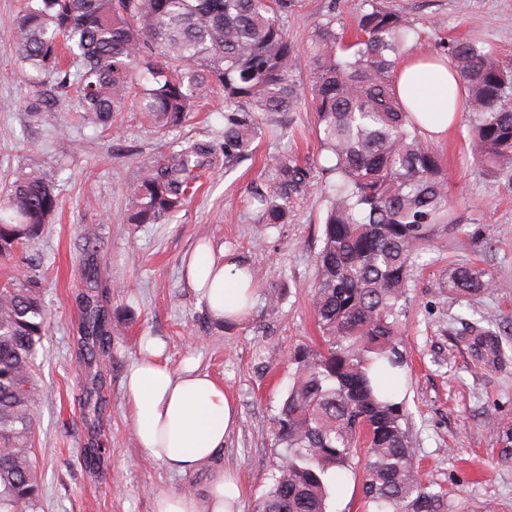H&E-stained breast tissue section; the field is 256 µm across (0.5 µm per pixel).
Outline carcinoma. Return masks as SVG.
<instances>
[{
  "instance_id": "1",
  "label": "carcinoma",
  "mask_w": 512,
  "mask_h": 512,
  "mask_svg": "<svg viewBox=\"0 0 512 512\" xmlns=\"http://www.w3.org/2000/svg\"><path fill=\"white\" fill-rule=\"evenodd\" d=\"M295 0H24L9 36L15 65L46 102L75 99L83 124L110 127L136 110L161 137L180 126L213 86L224 92V140L170 142L162 162L127 187L128 224H160L191 198L201 173L224 158L239 164L268 122L294 110L300 93L297 46L283 19ZM422 41L414 21L382 0H360L355 37L318 22L306 51L315 132L328 165L322 246L312 308L319 341L293 350L292 380L273 419L282 459L254 512H329L328 502L358 452L370 512H459L443 489L419 476L406 428V361L400 317L418 252L453 223L448 171L400 101L396 70ZM448 62L465 92L466 144L488 176H512V59L457 39ZM270 189L257 192L263 219L283 224L305 192L306 172L288 152L276 156ZM55 185L22 172L0 197V258L34 243L57 209ZM110 270L91 264L77 349L86 375L85 421L99 427L111 354ZM440 287L471 298L497 288L491 272L459 264ZM37 275L0 284V512H40L33 459L36 346L50 325ZM483 365L501 356L497 335L470 326ZM512 453V425L494 429ZM107 449L90 437L85 471L103 472Z\"/></svg>"
}]
</instances>
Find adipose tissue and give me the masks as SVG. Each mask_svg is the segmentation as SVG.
Returning a JSON list of instances; mask_svg holds the SVG:
<instances>
[{
    "instance_id": "ef3b65f1",
    "label": "adipose tissue",
    "mask_w": 512,
    "mask_h": 512,
    "mask_svg": "<svg viewBox=\"0 0 512 512\" xmlns=\"http://www.w3.org/2000/svg\"><path fill=\"white\" fill-rule=\"evenodd\" d=\"M397 93L415 111L426 136L446 135L455 122L450 100L456 83L444 63L414 55L398 68ZM186 279L216 320L240 321L250 312L257 288L246 267L230 257L216 260L199 246ZM163 348L151 342L133 364L125 384L137 441L153 458L181 474L212 466L225 437L238 423V410L223 384L210 374L186 367L172 372L162 360ZM241 489L235 474L217 471L206 498L188 493L164 496L157 512H241Z\"/></svg>"
}]
</instances>
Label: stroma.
Wrapping results in <instances>:
<instances>
[{"mask_svg": "<svg viewBox=\"0 0 512 512\" xmlns=\"http://www.w3.org/2000/svg\"><path fill=\"white\" fill-rule=\"evenodd\" d=\"M414 20L424 38L420 53L442 56L454 38H472L512 58V0H384ZM22 0H0V190L32 167L56 184L59 209L35 245L0 260V281L39 262L44 300L53 313L38 348L41 397L35 411L34 452L41 474L43 512H155L163 495L190 491L206 497L215 471L236 473L242 512H253L279 462L272 437L291 380L290 354L318 340L312 310L315 255L325 206L320 155L310 105L282 114L283 136L256 141L249 159L232 169L208 170L191 201L164 224H127V185L166 147L140 115L117 127H80L68 103L36 113L34 89L13 68L16 46L6 32ZM357 0H297L288 32L299 49L323 15L353 30ZM224 97L210 94L172 138L222 139ZM466 127L456 121L434 143L450 179L454 224L440 229L417 260L402 316V350L409 364V436L423 479L476 512H512V463L499 464L493 437L512 424V179L484 177L467 150ZM309 173L303 199L287 223H264L250 200L266 186L265 173L282 151ZM257 271L258 294L249 318L216 321L184 278L197 243ZM109 266L112 357L107 404L98 438L108 448L102 475L89 477L81 451L88 439L81 400L84 377L75 337V296L85 286L86 258ZM475 262L494 275L496 290L461 301L442 288L449 270ZM485 317L499 329L506 352L490 365L473 356L465 323ZM165 345L173 372L194 364L222 382L238 407L236 428L213 467L178 475L136 442L124 384L148 341ZM362 456L331 499L332 512H364Z\"/></svg>", "mask_w": 512, "mask_h": 512, "instance_id": "obj_1", "label": "stroma"}]
</instances>
